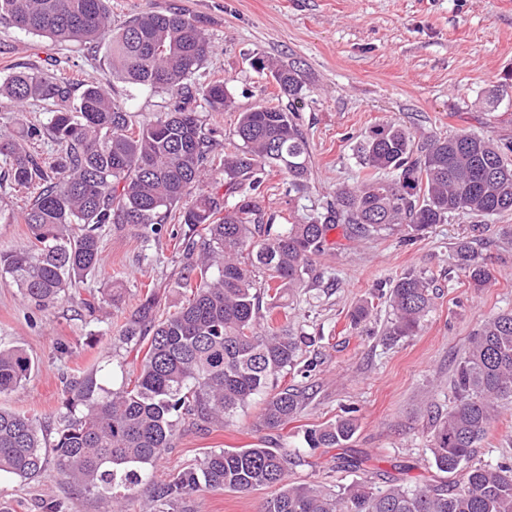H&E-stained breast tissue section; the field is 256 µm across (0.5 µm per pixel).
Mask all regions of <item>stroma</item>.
Instances as JSON below:
<instances>
[{
  "label": "stroma",
  "mask_w": 512,
  "mask_h": 512,
  "mask_svg": "<svg viewBox=\"0 0 512 512\" xmlns=\"http://www.w3.org/2000/svg\"><path fill=\"white\" fill-rule=\"evenodd\" d=\"M113 27L143 11H180L196 17L214 50L196 73L207 83L226 81L231 109L206 112L216 150L234 149L232 131L240 112L261 102L294 114L310 154L303 191H289L287 177L270 170L260 201L274 229L323 212L338 188L367 176L355 154L373 126L393 121L415 140L471 132L512 141V0H109ZM297 63L307 91L294 99L280 93L257 58ZM25 70L65 75L74 94L107 81L112 97L126 102L136 121L167 112L169 98L133 89L113 76L104 44L79 45L0 25V81ZM497 97L496 111L485 101ZM47 105L25 107L0 96V129L22 134L46 121ZM35 193L10 182L0 170V251L23 248L28 229L21 213ZM328 248L314 256L313 272L274 307L261 296L262 314L289 316L295 331L312 342L301 357L309 378L289 371L280 386L307 384L310 398L300 415L276 429L258 425L260 402H252L223 427L180 426L174 446L157 466L158 483L195 466L210 450L277 448L292 460L289 479L327 486L363 479L360 470L337 468L338 458L365 459L378 480L397 478L414 487L437 474L430 452L432 422L456 404L449 379L473 329L488 316L512 309V212L489 218L458 213L416 235L404 229L360 241L330 232ZM471 242L495 271L492 282L472 287L455 261V247ZM104 263L81 284L82 295L105 297L121 288L119 306L88 312L77 304L36 309L0 277V343L22 345L36 368L22 389L0 394V407L55 420L64 382L96 371L118 387L137 364L133 345L119 339L122 327L147 289L158 291L161 313L185 300L178 282L181 249L168 233L146 238L130 225L101 230ZM417 272L438 292L418 335L385 339L390 310L384 295L397 277ZM371 304L372 314L351 326L353 308ZM354 411L358 428L338 448H308L306 429ZM475 460L512 463V404L503 408L477 443ZM271 492L232 493L200 488L164 512H259ZM0 512H112L111 499L62 482L53 467L21 480L0 476Z\"/></svg>",
  "instance_id": "obj_1"
}]
</instances>
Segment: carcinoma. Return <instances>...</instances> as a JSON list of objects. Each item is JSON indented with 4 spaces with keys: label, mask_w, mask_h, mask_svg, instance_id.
I'll use <instances>...</instances> for the list:
<instances>
[{
    "label": "carcinoma",
    "mask_w": 512,
    "mask_h": 512,
    "mask_svg": "<svg viewBox=\"0 0 512 512\" xmlns=\"http://www.w3.org/2000/svg\"><path fill=\"white\" fill-rule=\"evenodd\" d=\"M0 24L60 41L106 40L113 75L172 100L168 112L137 125L126 103L99 83L85 85L76 102L65 77L18 71L0 84V94L19 102L50 105L45 129L56 146L48 163L15 135L0 132V165L17 185L38 188L22 213L28 245L0 252V273L40 310L68 302L93 313L95 299L81 297L76 285L103 265L100 226L130 224L148 238L175 219L187 227L171 236L186 244L181 287L189 293L178 311L161 317L156 290L146 292L120 336L144 351L135 378L117 389L104 387L94 372L73 378L56 427L0 408V475L31 479L51 460L62 481L111 498L114 512H123L124 497L156 482L158 462L180 425L222 427L257 398L265 428H278L303 410L306 390L280 388L278 380L298 365L306 337L286 325L260 326L253 269L269 271L277 282L273 298L280 299L304 280L312 257L338 227L345 239L360 240L396 226L423 231L458 211L476 217L512 211V142L464 132L417 143L409 130L386 122L363 137L357 155L362 168L387 178L339 188L324 212L274 232L258 190L268 167L288 175L292 189L306 187L307 139L290 112L269 105L241 112L233 130L238 144L224 156V194H192L214 162L198 110L232 105L224 81L191 83L213 49L194 19L145 11L114 32L107 0H0ZM257 63L270 69L283 94L303 95L298 67ZM200 230L198 243L193 237ZM455 259L472 286L494 279L469 243L457 245ZM433 300L425 277H398L388 292L386 335H416ZM33 369L26 349L0 346V394L23 387ZM452 385L457 404L430 439L437 471L459 476L450 489L381 488L368 480L336 491L294 484L288 481L291 460L279 449L224 448L163 484L158 499L203 485L237 493L275 489L260 512H512V464L473 462L477 442L499 409L512 403V312L478 325ZM356 430L357 419L345 415L306 431L305 442L338 448Z\"/></svg>",
    "instance_id": "obj_1"
}]
</instances>
